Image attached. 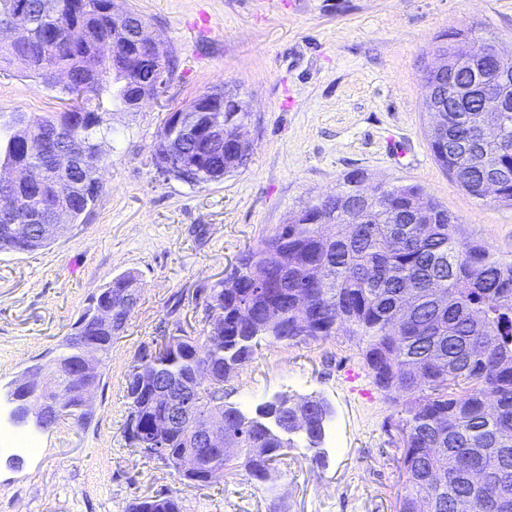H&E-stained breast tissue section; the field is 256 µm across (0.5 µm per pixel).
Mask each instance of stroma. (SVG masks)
I'll return each instance as SVG.
<instances>
[{
  "instance_id": "stroma-1",
  "label": "stroma",
  "mask_w": 512,
  "mask_h": 512,
  "mask_svg": "<svg viewBox=\"0 0 512 512\" xmlns=\"http://www.w3.org/2000/svg\"><path fill=\"white\" fill-rule=\"evenodd\" d=\"M172 48L177 69L160 99L112 116L100 145L102 193L81 223L46 248L0 254V390L50 360L95 295L133 270L141 300L95 388L85 422L37 432L35 454L0 446V512H128L137 499L180 498L184 512H397L403 491L398 421L405 396L352 392L360 350L344 334L262 345L225 381L252 409L278 393L331 407L325 462L289 449L275 493L244 471L208 487L177 480L129 448L127 375L173 319L202 328L210 286L240 252L273 235L308 203L360 172L367 184L422 185L457 222L455 237L512 258V206L467 195L428 141L421 77L442 33L472 29L512 55V0H117ZM209 17L199 33V14ZM236 84L255 124L251 161L218 183L164 179L148 159L169 114ZM52 90L15 68L0 71V123L59 111Z\"/></svg>"
}]
</instances>
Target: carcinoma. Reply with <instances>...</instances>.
Instances as JSON below:
<instances>
[{"label": "carcinoma", "instance_id": "cac0c4a2", "mask_svg": "<svg viewBox=\"0 0 512 512\" xmlns=\"http://www.w3.org/2000/svg\"><path fill=\"white\" fill-rule=\"evenodd\" d=\"M21 2L28 9V35L11 48L0 45V63L20 67L75 105L40 116L19 114L17 122L34 138L55 131L79 140L88 157L85 170L66 175L48 164L35 145L19 140L11 122L0 126V171L16 166L42 169L40 186L20 187L16 199L0 203V252L12 253L51 244L36 235L19 241L9 230L37 212L58 179L67 176L74 184L68 223H78L95 206L102 190L94 175L101 164L97 147L112 135L109 117L112 110L123 109L128 94L124 81L131 78L123 58L104 59L98 45L126 43L127 24L142 22L130 11L128 23L112 24L103 12L105 0H0V24L9 22ZM72 3L79 28L75 47L46 52ZM57 70L69 72L72 82L82 85V94L55 81ZM434 79L453 108L443 113L446 134L430 142L436 161L460 187H469L475 199L481 195L474 187L486 178L506 176L498 201L511 206L512 112L502 116L498 142L473 144L468 130L481 121V113L466 111V102L455 99V89L470 80V74L422 76L425 85ZM227 116L246 130L253 124L249 112L203 113L207 123L222 124ZM175 143L183 144L185 157L196 165L198 185L220 182L249 162L224 151L219 142L199 154L180 133L169 137L164 129L150 163L164 146ZM363 180L360 173L345 176L335 194L307 205L301 219L280 225L273 235L249 247L230 276L211 285L209 306L222 317L224 342L214 345L210 329L195 333L176 320L172 332L182 339L181 350L156 355L144 351L136 364L148 374L192 382L194 355L205 350L218 369L209 383L200 385L206 406L208 396L222 390L223 377L248 362L262 342L328 338L336 335V321L342 320L348 336L361 348L375 384L389 394L406 393L410 398L402 419L407 440L400 457L405 483L398 512H455L460 499L469 502V512H512V259L457 241L456 219L414 183L386 185L369 202L362 222H354L347 215V203ZM129 280L139 277L134 272L120 274L105 286V295H95L97 302L114 309L111 324L94 325L86 309L73 326L95 337L102 353L96 384L112 341L131 314L112 302V295ZM136 390L135 383H126V433L132 417L146 426L157 412L135 398ZM324 414L322 400L315 396H287L252 412L226 402L227 447L224 454H214L213 468L224 472L241 467L272 491L281 477L277 465L285 450L274 423L288 419V434L315 449L313 460L321 464ZM190 452L188 429L171 435L165 466L180 480L189 479L182 462ZM469 465L493 475V481L471 484L464 475ZM130 512H183V506L167 493L134 502Z\"/></svg>", "mask_w": 512, "mask_h": 512}]
</instances>
